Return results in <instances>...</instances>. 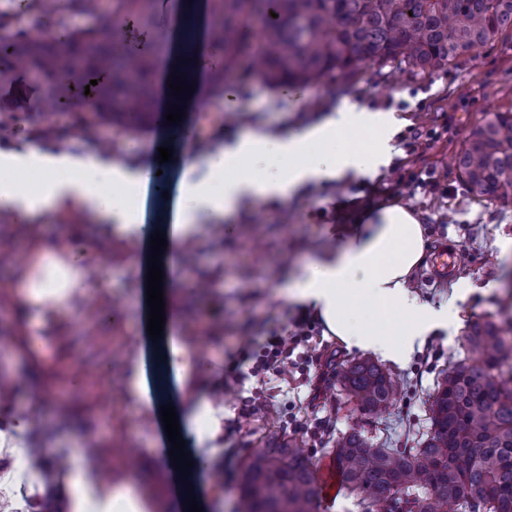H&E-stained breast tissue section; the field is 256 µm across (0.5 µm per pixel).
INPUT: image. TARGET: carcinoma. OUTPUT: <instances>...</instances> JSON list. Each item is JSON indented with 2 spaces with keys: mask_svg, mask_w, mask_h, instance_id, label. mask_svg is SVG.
<instances>
[{
  "mask_svg": "<svg viewBox=\"0 0 512 512\" xmlns=\"http://www.w3.org/2000/svg\"><path fill=\"white\" fill-rule=\"evenodd\" d=\"M66 2L67 12H55L51 41L0 14V42L7 43L0 76L40 75L73 112L74 126L92 138L103 124L138 132L154 123L155 55L129 48L125 28L74 30L70 17L89 13L86 0ZM154 9L155 0H112V19L131 18L159 39L164 32L154 28ZM205 9V32L219 57L209 78L215 95L225 93L244 58L267 82L294 90L337 72L351 76L360 64L430 71L512 31V0H206ZM198 31L188 18L181 30L184 67ZM456 168L473 197H512V111L471 129ZM511 335L512 322L468 325L471 358L437 382L431 428L417 447L381 448L357 429L336 436L334 461L363 512H512V378L503 376ZM338 376L371 417L387 413L404 391L401 379L368 358L341 364ZM240 487V512L317 509L312 460L292 437L267 440L243 465Z\"/></svg>",
  "mask_w": 512,
  "mask_h": 512,
  "instance_id": "obj_1",
  "label": "carcinoma"
}]
</instances>
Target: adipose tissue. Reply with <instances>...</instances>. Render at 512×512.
Returning <instances> with one entry per match:
<instances>
[{
	"label": "adipose tissue",
	"mask_w": 512,
	"mask_h": 512,
	"mask_svg": "<svg viewBox=\"0 0 512 512\" xmlns=\"http://www.w3.org/2000/svg\"><path fill=\"white\" fill-rule=\"evenodd\" d=\"M393 118L366 106L344 105L318 123L278 134L253 129L226 141L216 152L184 154L182 175L169 188L163 252L165 322L164 350L176 385H185L190 370L188 349L177 336L180 317V270L190 229L236 213L244 201L276 200L289 204L306 184L338 180L347 173L366 174L391 150ZM375 129L377 147L369 153L352 149L347 133ZM288 159L278 174L262 173L258 165L271 155ZM39 177L35 187L21 183L18 173ZM153 168L129 164L98 151L45 152L36 148L0 150V211L22 217L49 213L65 202L98 215L119 227L129 248L148 245L155 228L148 222L154 196ZM425 230L415 212L393 203L365 210L347 237L313 254L299 279L283 283L278 294L313 308L326 335L348 348L405 362L416 342L445 325L454 308L435 309L409 288L413 271L426 258ZM69 258L61 279L20 282L37 296L62 302L81 279L84 254L63 244ZM73 512H146L147 504L128 488L103 487L87 473L73 481Z\"/></svg>",
	"instance_id": "adipose-tissue-1"
}]
</instances>
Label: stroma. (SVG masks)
<instances>
[{
	"mask_svg": "<svg viewBox=\"0 0 512 512\" xmlns=\"http://www.w3.org/2000/svg\"><path fill=\"white\" fill-rule=\"evenodd\" d=\"M49 95L48 86L30 74L0 78V119L19 118L26 124L24 132L8 130L0 140L18 146L44 145V138L33 129L47 110ZM350 103L367 105L400 123L398 137L391 140V160L377 174H352L343 183L308 186L285 208L247 201L232 222L220 218L190 230L179 334L188 348L200 343L206 348L204 356L189 359L196 394L214 401L221 421L238 417L257 386L256 379L219 395L214 389L223 382L225 367L240 361L242 347L260 349L267 336L284 332L300 312V305L275 295L284 274L300 273L307 258L328 244L336 226L354 223L365 209L386 203L384 188L410 171L429 170L439 185L432 190L404 189L399 203L413 209L424 225L429 250L448 245L457 248L463 259L460 274L445 281L427 278V266H419L413 272L412 291L435 307L447 304L456 288L467 285L471 291L458 304L459 322L426 336L406 363L391 364V371L406 381L408 389L381 418H367L347 402L336 364L357 358L358 353L324 335L318 326L311 340L318 361H298L287 379L277 381L269 391L275 409L264 419L244 424L232 437L214 433L208 420L182 428L193 462L189 481L203 512H238L241 465L261 448L263 438L294 434L304 440L314 466L332 460L330 449L316 438L326 417L337 432L357 428L385 448L414 446L430 427L428 398L438 379L466 355V326L476 320L512 319V254H501L498 247L500 241L512 239V199L472 198L451 163L474 125L490 114L512 110V31L431 73L420 74L405 66L396 70L364 65L353 77L338 76L307 87L297 100L281 95L258 76L239 90L236 99L211 96L202 105L187 107L183 122L195 129L200 148H215L227 132L239 134L255 127L291 131ZM411 129L439 135L423 158L409 155L405 147L403 136ZM99 135L114 141L119 156L144 163L150 162L162 137L175 153L187 149L175 130L162 136L155 130L133 134L104 127ZM31 223L37 234L33 243L22 241L23 223L17 215L0 212V240L21 243L27 250L34 244L51 246L71 234L88 256L108 254L110 266L91 288L89 305L97 313L80 326L71 321L72 303L36 311L24 293L13 289L11 271L0 268V289L9 291L8 300L0 303V333L56 339L51 348L16 353L10 369L31 375L36 386L40 380L35 370L45 368L64 351L112 371L120 388L112 398L108 420L85 403L79 385L73 387L71 398L43 405L15 394L9 405L0 406V425L35 415L41 427L35 433H15L12 451L22 459L35 446L54 459L76 451L92 431L111 438L113 444L144 449L137 479L120 469L114 481L134 482L150 512H166L180 482L179 472L172 461L157 456L160 421L156 414L144 412L129 385L130 363L146 336L140 283L143 257L129 254L119 228L77 208L64 207L32 218ZM113 310L121 312L119 321L108 320ZM106 335L115 344L109 356L98 350V337Z\"/></svg>",
	"mask_w": 512,
	"mask_h": 512,
	"instance_id": "stroma-1",
	"label": "stroma"
}]
</instances>
